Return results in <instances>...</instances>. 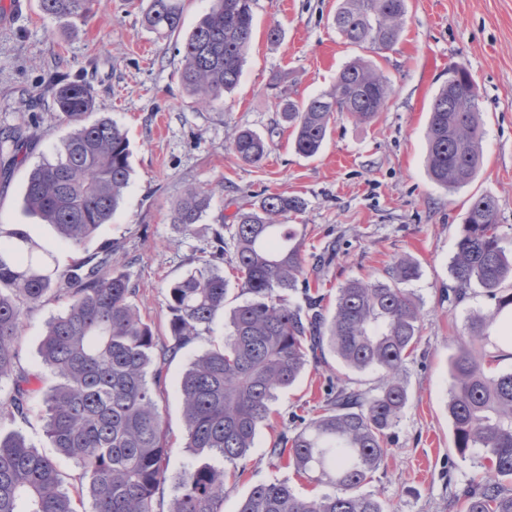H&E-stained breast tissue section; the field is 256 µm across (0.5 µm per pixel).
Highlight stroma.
I'll list each match as a JSON object with an SVG mask.
<instances>
[{"label":"stroma","mask_w":512,"mask_h":512,"mask_svg":"<svg viewBox=\"0 0 512 512\" xmlns=\"http://www.w3.org/2000/svg\"><path fill=\"white\" fill-rule=\"evenodd\" d=\"M339 0H256L255 25L238 85L223 101L203 107L182 88L177 53L184 35L207 12L209 0H185L182 30L158 37L141 23L148 0H94L87 21L51 19L39 0L0 23V129L21 126L31 137L24 164L0 177V224L26 225L50 251L59 269L112 250L113 269L137 289L135 303L160 340H167L169 286L199 267L222 218L269 193L301 197L306 209L289 215L303 239L307 266L328 246L338 256L320 283L326 311L338 288L353 278H384L402 257L419 265L409 283L419 305L421 332L400 374L408 400L391 432L388 453L364 485L389 512H455L450 501L483 469L477 453L460 454L448 418L449 364L469 315L484 310L481 288L461 302L448 298L454 282L449 265L472 197L498 203V222L512 250V0H407L402 37L374 54L393 93L369 124L336 115L313 157L295 152L278 112V95L301 100L326 92L343 66L360 56L336 32ZM279 24L271 43L266 31ZM453 67L467 69L478 89L482 165L475 180L459 189L436 185L426 168V130L433 98ZM82 76L90 82L98 112L128 133L132 178L108 224L82 246L62 245L52 227L22 208V188L31 166L51 155L65 129L50 94L51 79ZM248 128L270 144L257 164L240 160L229 143ZM211 185V207L192 230L170 223L169 211L193 186ZM64 308L46 297L25 314L19 363L40 364L38 347L46 321ZM202 343L181 350L166 369L159 402L173 439L169 473L190 460L183 446V408L176 380ZM363 390L377 375L343 366L335 355L307 367L295 385L272 404L270 425L260 427L255 446L238 462L242 476L229 486L223 512L239 505L257 484L285 479L302 498L323 487L297 476L269 450L294 416L315 417L327 378Z\"/></svg>","instance_id":"obj_1"}]
</instances>
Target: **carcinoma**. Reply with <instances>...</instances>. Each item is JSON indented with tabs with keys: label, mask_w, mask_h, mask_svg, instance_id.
<instances>
[{
	"label": "carcinoma",
	"mask_w": 512,
	"mask_h": 512,
	"mask_svg": "<svg viewBox=\"0 0 512 512\" xmlns=\"http://www.w3.org/2000/svg\"><path fill=\"white\" fill-rule=\"evenodd\" d=\"M89 0H40L45 16L86 21ZM185 0H150L142 24L160 37L180 31ZM255 0H210L208 11L184 38L179 53L182 88L211 106L238 84L253 37ZM406 0H341L337 32L366 49L388 50L400 40ZM456 83L436 93L427 126L426 168L436 184L471 183L480 169L477 87L465 69ZM69 131L49 157L26 176L23 210L51 225L59 241L78 247L107 224L130 183L126 130L96 110L93 88L81 79L59 78L45 88ZM393 92L380 66L355 58L327 91L301 102L280 97V112L295 152L312 157L322 149L331 120L345 112L359 123L374 121ZM29 140L21 130L0 132V164L26 160ZM230 147L246 163L260 162L267 142L256 133L235 132ZM212 193L187 189L169 221L189 230L210 208ZM298 196L270 193L237 211L225 225L233 243L237 285L248 295L225 326L229 282L213 261L224 258V233L215 231L203 266L168 288L169 342L158 343L152 325L133 303L129 278L111 270L112 249L60 271L24 224H0V381L12 390L0 398V424L27 421L35 395L47 406L44 433L78 469L74 482L19 431L0 435V512H157V494L170 484L168 512H223L224 494L236 472L208 462L236 465L253 448L271 403L310 364L330 349L348 368L377 373L375 392L329 383L322 413L301 420L293 436L282 433L270 453L289 454L296 473L331 492L298 497L286 480L254 486L238 512H387L362 487L378 469L407 402L399 379L420 336V312L402 284L418 276L417 265L400 259L384 280L354 278L336 295L331 316L322 312L319 283L335 258L330 252L309 279L302 241L290 214L304 210ZM450 272L453 298L472 287L483 290L486 309L469 317L466 336L450 365L448 406L456 448L481 453L479 480L453 496L457 512H512V371L490 375L495 356L487 346L512 344V254L503 246L497 201L472 199ZM301 292L304 303L290 301ZM65 299L62 312L45 324L38 353L41 370L18 366L17 346L25 313L43 298ZM498 325V341L488 329ZM207 344L183 372L179 392L185 448L191 464L168 472L169 431L160 407L162 370L190 344Z\"/></svg>",
	"instance_id": "obj_1"
}]
</instances>
